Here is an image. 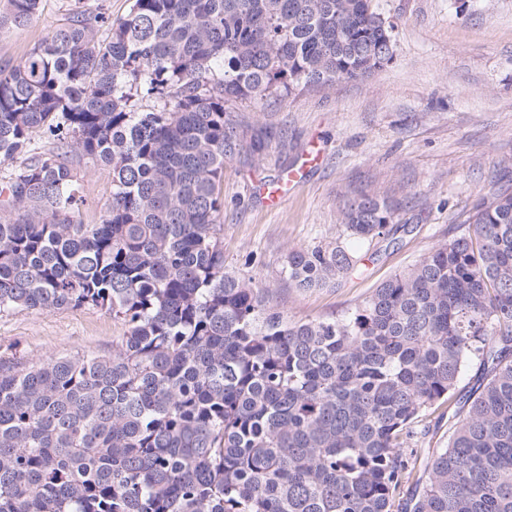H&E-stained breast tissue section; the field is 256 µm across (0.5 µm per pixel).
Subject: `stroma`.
<instances>
[{
  "label": "stroma",
  "mask_w": 512,
  "mask_h": 512,
  "mask_svg": "<svg viewBox=\"0 0 512 512\" xmlns=\"http://www.w3.org/2000/svg\"><path fill=\"white\" fill-rule=\"evenodd\" d=\"M103 4L112 18L130 0H41L25 27L0 30V65L13 63L77 8ZM393 26L392 61L361 81L314 87L284 99L236 103L245 137L224 163V267L271 289L293 319H328L463 229L483 199L512 193V0H372ZM84 199L81 220L100 223L112 194L110 167L71 155ZM300 184L277 207L259 191L286 172ZM374 193L402 202L409 232L378 244L333 288L300 292L280 275L289 250L341 240L343 201ZM124 326L93 307L0 315V356L111 353Z\"/></svg>",
  "instance_id": "1"
}]
</instances>
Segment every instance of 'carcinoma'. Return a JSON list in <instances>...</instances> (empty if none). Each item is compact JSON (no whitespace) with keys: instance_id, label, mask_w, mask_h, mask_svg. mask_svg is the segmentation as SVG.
Wrapping results in <instances>:
<instances>
[{"instance_id":"carcinoma-1","label":"carcinoma","mask_w":512,"mask_h":512,"mask_svg":"<svg viewBox=\"0 0 512 512\" xmlns=\"http://www.w3.org/2000/svg\"><path fill=\"white\" fill-rule=\"evenodd\" d=\"M40 3L4 0L0 28ZM393 53L371 0H131L0 65V161L20 160L0 183V314L91 306L126 327L109 355L0 358V512H512L511 194L331 319L224 271L230 105ZM73 153L112 167L99 224L79 219ZM340 221L351 245L290 250L289 286H332L405 228L375 194ZM442 408L448 445L401 502Z\"/></svg>"}]
</instances>
